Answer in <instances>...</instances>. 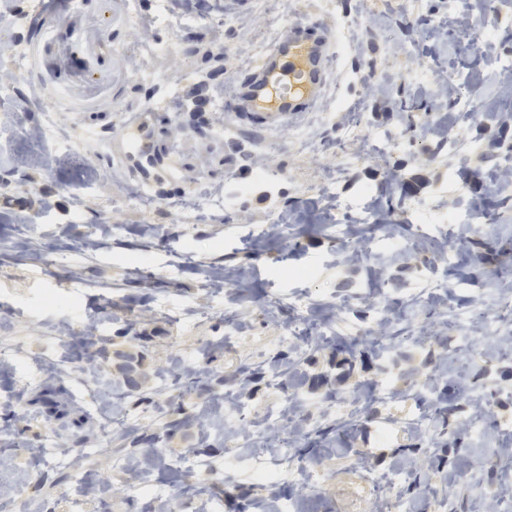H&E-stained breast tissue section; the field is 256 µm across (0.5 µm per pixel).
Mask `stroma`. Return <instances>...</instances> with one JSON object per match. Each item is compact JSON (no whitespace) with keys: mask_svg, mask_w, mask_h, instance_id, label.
<instances>
[{"mask_svg":"<svg viewBox=\"0 0 512 512\" xmlns=\"http://www.w3.org/2000/svg\"><path fill=\"white\" fill-rule=\"evenodd\" d=\"M483 0H10L0 72V489L13 512H375L366 472L397 478L411 512H486L512 487V339L458 351L449 302L499 315L512 291V206L450 224L487 195L512 198L493 161L511 147L512 93L489 62L512 58V26L475 46ZM441 34H434L438 21ZM149 24L151 36L137 31ZM295 23L334 31L324 100L286 131L235 124L239 74ZM432 59L464 74L474 109L430 96L411 72ZM149 115L155 152L124 146ZM350 132L346 154L336 139ZM393 146L376 153L373 140ZM455 142L442 150L443 138ZM267 161L268 177L250 160ZM398 170L400 181L387 182ZM441 218L429 238L388 196ZM370 211L346 259L330 217ZM282 222L271 227L272 214ZM455 249L449 267L441 255ZM430 274L436 289L422 280ZM54 306H46L47 294ZM394 326L377 334V305ZM304 320L316 343L290 339ZM290 353L294 362L278 363ZM141 357L142 403L126 400L121 355ZM264 378L244 385L249 371ZM390 384L398 395L375 401ZM291 409L290 460L231 438ZM430 411L428 430L413 418ZM162 435L158 446L146 436ZM430 475L412 490L402 459ZM315 461L317 491L297 464Z\"/></svg>","mask_w":512,"mask_h":512,"instance_id":"35a3bbf8","label":"stroma"}]
</instances>
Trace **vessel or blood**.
<instances>
[{
	"instance_id": "vessel-or-blood-1",
	"label": "vessel or blood",
	"mask_w": 512,
	"mask_h": 512,
	"mask_svg": "<svg viewBox=\"0 0 512 512\" xmlns=\"http://www.w3.org/2000/svg\"><path fill=\"white\" fill-rule=\"evenodd\" d=\"M334 55L335 40L327 31L317 36L296 26L278 37L237 86L238 122L272 131L296 124L322 99Z\"/></svg>"
}]
</instances>
